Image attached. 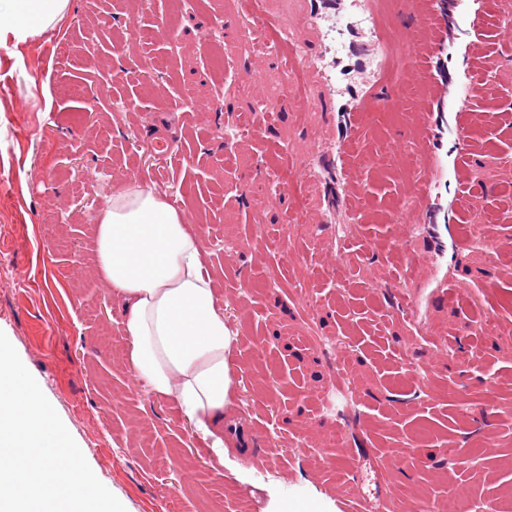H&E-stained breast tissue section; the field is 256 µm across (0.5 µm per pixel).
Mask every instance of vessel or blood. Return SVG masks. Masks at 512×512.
Instances as JSON below:
<instances>
[{
    "mask_svg": "<svg viewBox=\"0 0 512 512\" xmlns=\"http://www.w3.org/2000/svg\"><path fill=\"white\" fill-rule=\"evenodd\" d=\"M244 13L256 20L273 38L250 70V79L263 77L270 63L278 62L288 85L307 80L320 89V132L295 151L297 170L307 183L318 185L314 227L361 223L355 204L361 196L362 166L355 148L362 141L363 120L379 104H391L382 96L390 56L378 23L379 0H305L299 33L281 29L265 9V0H239ZM404 13L421 21L411 32L413 76L426 85L422 109L409 121L412 142L418 149L419 170L405 189L419 199L418 206L397 214L407 231V255L402 272L386 270V278L401 276L398 311L421 339L432 334L428 311L450 297L467 296L468 290L455 273L472 245L483 238V227L461 221V190L466 182V158L474 149L469 128L474 120L467 112L470 88L455 79L452 57L444 47L447 27L457 11L455 0H401ZM367 20L364 28H351L344 56L332 49L330 35L337 21L349 15ZM456 109L444 113L442 105ZM454 155L453 177H446L444 158Z\"/></svg>",
    "mask_w": 512,
    "mask_h": 512,
    "instance_id": "obj_1",
    "label": "vessel or blood"
}]
</instances>
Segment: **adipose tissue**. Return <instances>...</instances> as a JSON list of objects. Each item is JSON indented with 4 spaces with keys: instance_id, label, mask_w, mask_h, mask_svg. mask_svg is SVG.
Wrapping results in <instances>:
<instances>
[{
    "instance_id": "ef3b65f1",
    "label": "adipose tissue",
    "mask_w": 512,
    "mask_h": 512,
    "mask_svg": "<svg viewBox=\"0 0 512 512\" xmlns=\"http://www.w3.org/2000/svg\"><path fill=\"white\" fill-rule=\"evenodd\" d=\"M70 10L71 0H0V41L37 38ZM95 246L105 287L125 304L135 380L177 403L195 434L223 455L224 435L215 426L234 393L236 335L215 305L199 236L165 194L134 180L106 199Z\"/></svg>"
}]
</instances>
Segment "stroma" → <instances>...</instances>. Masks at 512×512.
<instances>
[{
	"instance_id": "1",
	"label": "stroma",
	"mask_w": 512,
	"mask_h": 512,
	"mask_svg": "<svg viewBox=\"0 0 512 512\" xmlns=\"http://www.w3.org/2000/svg\"><path fill=\"white\" fill-rule=\"evenodd\" d=\"M492 8L480 28L461 20L448 47L459 58L483 41L462 217L512 243V0ZM168 13L169 0H72L56 29L19 46L0 42V331L95 476L126 512H268L274 499L322 512H448L450 471L466 500L512 512V278L498 274L512 252L496 261L471 248L458 270L469 300L431 310L434 343L456 352L418 374L430 347L393 315L394 281L372 280L400 264L387 247L396 232L389 205L413 206L389 151L404 122L367 116V221L348 229L355 284L334 287L325 278L329 233L294 221L311 209L314 188L301 182L272 202L264 168L281 145L314 140L318 113L284 93L279 71L240 81L265 36L238 0H181L165 36L157 20ZM128 35L134 49L116 48ZM272 96L280 104L269 132L246 145L225 140V124ZM161 128L177 152L159 190L202 239L217 305L237 334L225 414L260 428L249 452L230 446L216 457L175 403L135 382L123 302L97 270L99 211L130 181L153 182ZM272 273L280 286L267 287ZM303 273L306 297L291 287ZM475 301L495 311L480 334ZM336 362L348 367L350 390L336 410L355 417L340 432L317 414ZM488 378L500 386L491 401Z\"/></svg>"
}]
</instances>
